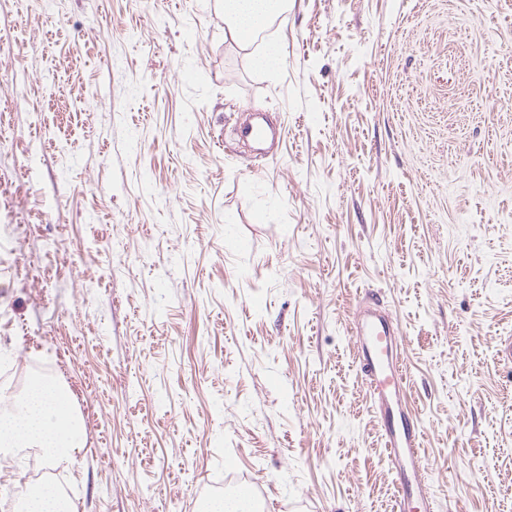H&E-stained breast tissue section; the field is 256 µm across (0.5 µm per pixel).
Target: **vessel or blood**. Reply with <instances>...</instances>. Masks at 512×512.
Here are the masks:
<instances>
[{
  "mask_svg": "<svg viewBox=\"0 0 512 512\" xmlns=\"http://www.w3.org/2000/svg\"><path fill=\"white\" fill-rule=\"evenodd\" d=\"M353 333L397 484L396 512H432L434 495L422 459V428L403 404L407 377L397 350L399 330L382 314L376 296H368Z\"/></svg>",
  "mask_w": 512,
  "mask_h": 512,
  "instance_id": "vessel-or-blood-1",
  "label": "vessel or blood"
}]
</instances>
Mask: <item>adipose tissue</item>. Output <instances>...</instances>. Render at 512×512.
<instances>
[{"label": "adipose tissue", "instance_id": "ef3b65f1", "mask_svg": "<svg viewBox=\"0 0 512 512\" xmlns=\"http://www.w3.org/2000/svg\"><path fill=\"white\" fill-rule=\"evenodd\" d=\"M224 36L252 45L271 22L288 8V0H223ZM83 431L68 392L57 382L33 380L24 410L0 417V449L38 448L47 465L72 461Z\"/></svg>", "mask_w": 512, "mask_h": 512}]
</instances>
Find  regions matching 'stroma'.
I'll return each mask as SVG.
<instances>
[{
    "label": "stroma",
    "mask_w": 512,
    "mask_h": 512,
    "mask_svg": "<svg viewBox=\"0 0 512 512\" xmlns=\"http://www.w3.org/2000/svg\"><path fill=\"white\" fill-rule=\"evenodd\" d=\"M280 54L276 69L257 59ZM263 112L258 154L234 129ZM400 330L434 512H512V0H0V387L47 374L77 512H396L351 323ZM224 37L252 45L271 22L288 10V0H224Z\"/></svg>",
    "instance_id": "35a3bbf8"
}]
</instances>
